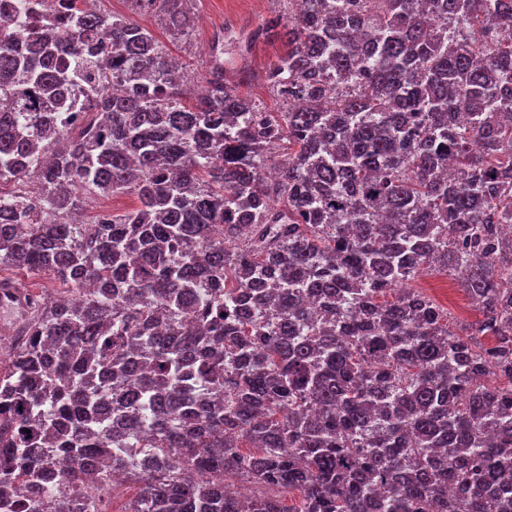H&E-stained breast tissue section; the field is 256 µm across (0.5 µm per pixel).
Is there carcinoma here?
I'll return each instance as SVG.
<instances>
[{
	"label": "carcinoma",
	"mask_w": 512,
	"mask_h": 512,
	"mask_svg": "<svg viewBox=\"0 0 512 512\" xmlns=\"http://www.w3.org/2000/svg\"><path fill=\"white\" fill-rule=\"evenodd\" d=\"M56 2L25 37L0 4V267L80 301L29 300L0 366V512H76L118 470L125 512H512V0H304L239 50L281 43L277 111L218 36L187 106L157 37ZM192 2L131 0L173 39ZM430 271L466 334L406 287ZM105 201L109 204L110 210L116 213H121L127 209H129L134 201L131 196L128 195H114L107 198H94L88 202V205L84 211V218L88 219L96 210L97 212H102L103 209H97V206ZM1 273L2 275H8L16 279L24 288L29 290L30 294L49 295L52 297L67 294V292H64V288L66 287L48 273L30 275L7 265L2 266ZM426 295L434 300L445 313L448 312V326L458 334H464V327L467 324L474 323L481 318V313L477 307L470 309L467 313L459 314L450 299L447 301L442 295L431 292H427Z\"/></svg>",
	"instance_id": "cac0c4a2"
}]
</instances>
